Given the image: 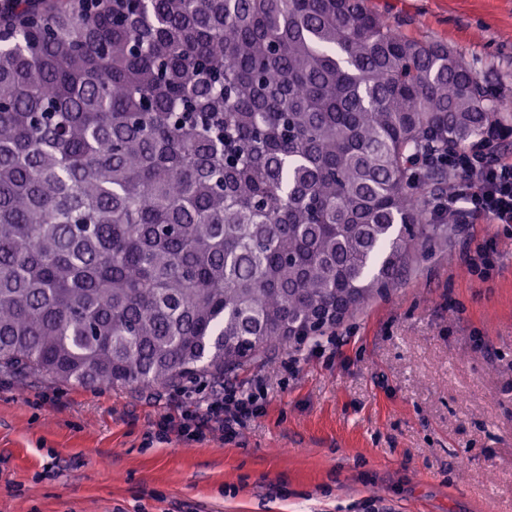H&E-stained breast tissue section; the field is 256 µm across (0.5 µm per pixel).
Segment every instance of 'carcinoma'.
Listing matches in <instances>:
<instances>
[{
    "mask_svg": "<svg viewBox=\"0 0 512 512\" xmlns=\"http://www.w3.org/2000/svg\"><path fill=\"white\" fill-rule=\"evenodd\" d=\"M0 372L222 375L448 242L415 162L512 130L366 0H0Z\"/></svg>",
    "mask_w": 512,
    "mask_h": 512,
    "instance_id": "carcinoma-1",
    "label": "carcinoma"
}]
</instances>
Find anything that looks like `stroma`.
Here are the masks:
<instances>
[{
	"mask_svg": "<svg viewBox=\"0 0 512 512\" xmlns=\"http://www.w3.org/2000/svg\"><path fill=\"white\" fill-rule=\"evenodd\" d=\"M369 5L447 42L512 113V0ZM328 333L174 390L0 373V512H512V224L457 225ZM256 383L265 411L232 441L146 443L162 416Z\"/></svg>",
	"mask_w": 512,
	"mask_h": 512,
	"instance_id": "obj_1",
	"label": "stroma"
}]
</instances>
